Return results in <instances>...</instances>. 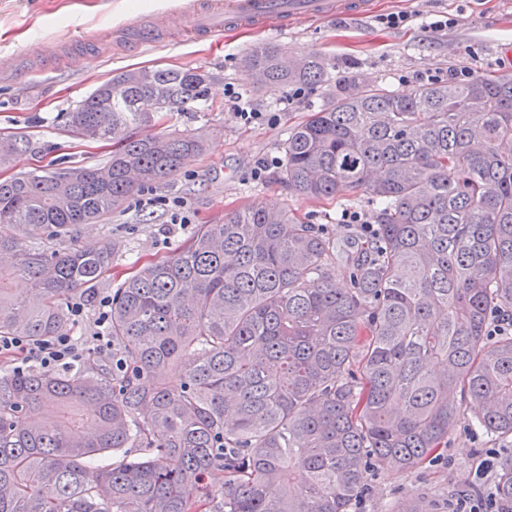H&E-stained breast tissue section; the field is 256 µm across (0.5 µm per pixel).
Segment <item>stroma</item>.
Segmentation results:
<instances>
[{"instance_id": "1", "label": "stroma", "mask_w": 512, "mask_h": 512, "mask_svg": "<svg viewBox=\"0 0 512 512\" xmlns=\"http://www.w3.org/2000/svg\"><path fill=\"white\" fill-rule=\"evenodd\" d=\"M373 13L361 19H307L287 29L240 23L208 38L183 27L180 0H0V134L26 135L33 152L18 156L12 172L53 170L78 162H105L108 143L77 138L61 118L95 87L123 71L141 67H193L215 73L218 80L200 111L164 117L145 135L169 125L192 128L205 139L202 154L160 188L133 195L112 215L82 225L79 244L107 239L124 242L105 280L118 284L135 260L171 254L190 237L194 225L217 224L225 214L259 203L295 210L330 234L347 235L343 211L375 220L376 208L362 194L348 200L314 202L290 195L279 169L260 180L252 170L259 161L282 158L289 130L334 96L356 85H376L405 94L426 85L429 77L447 82L450 72L469 76L512 75V0H375ZM408 12L402 29L384 28L380 15ZM452 18L448 29H432L439 16ZM170 17L153 45L139 50L125 43L126 24ZM260 43L276 44L289 55L319 54L331 74L328 83L306 86L304 95L285 104L287 89H253L241 58ZM35 70L18 80L11 72L19 57ZM241 89L260 112L274 121L247 123L237 118L224 96L225 86ZM464 418L443 454L405 473H375L356 504L357 512H390L407 498L428 512H455L460 494L482 495L493 486V472L479 473L487 458L512 455V445L492 439L472 426L475 409L464 404Z\"/></svg>"}]
</instances>
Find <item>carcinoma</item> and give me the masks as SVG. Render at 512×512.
<instances>
[{"instance_id":"obj_1","label":"carcinoma","mask_w":512,"mask_h":512,"mask_svg":"<svg viewBox=\"0 0 512 512\" xmlns=\"http://www.w3.org/2000/svg\"><path fill=\"white\" fill-rule=\"evenodd\" d=\"M255 88L328 79L322 58L260 43ZM216 75L141 68L97 86L65 126L110 141L105 163L0 180V336L70 333L121 243L76 244L203 150L139 130L195 112ZM512 76L412 94L351 90L293 127L284 180L298 198L361 191L379 238L336 239L289 211L245 205L112 289V359L0 368V512H351L369 475L448 449L461 397L512 438ZM33 150L0 137V168ZM348 274L351 287H336ZM15 279L27 282L16 293ZM494 486L512 504V458Z\"/></svg>"}]
</instances>
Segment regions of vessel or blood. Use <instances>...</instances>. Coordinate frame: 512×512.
Returning <instances> with one entry per match:
<instances>
[{"label": "vessel or blood", "mask_w": 512, "mask_h": 512, "mask_svg": "<svg viewBox=\"0 0 512 512\" xmlns=\"http://www.w3.org/2000/svg\"><path fill=\"white\" fill-rule=\"evenodd\" d=\"M372 0H237L232 12L221 15L192 9L184 13L187 27L213 37L231 23L271 20L287 22L306 16L331 18L338 15L364 16L371 13Z\"/></svg>", "instance_id": "1"}]
</instances>
